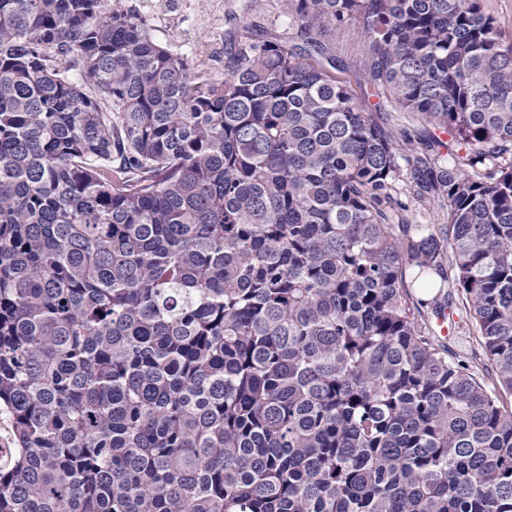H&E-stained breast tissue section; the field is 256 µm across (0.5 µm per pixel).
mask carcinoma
<instances>
[{"instance_id":"cac0c4a2","label":"carcinoma","mask_w":512,"mask_h":512,"mask_svg":"<svg viewBox=\"0 0 512 512\" xmlns=\"http://www.w3.org/2000/svg\"><path fill=\"white\" fill-rule=\"evenodd\" d=\"M283 16L215 77L124 0H0V512H512V45L482 0ZM347 24L424 149L325 67ZM406 177L446 223H388ZM454 319L459 323L460 329H456L450 335L442 336L448 344L449 349L453 352V357L465 361L473 370L481 372L485 365H488L487 358L476 338L469 336L468 330L464 327L465 321H462L456 313ZM455 354V355H454Z\"/></svg>"}]
</instances>
